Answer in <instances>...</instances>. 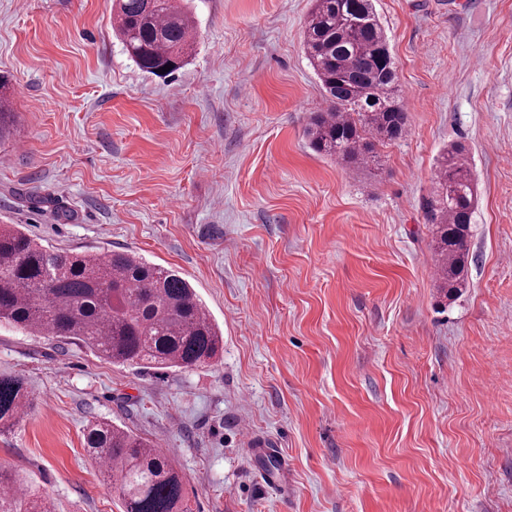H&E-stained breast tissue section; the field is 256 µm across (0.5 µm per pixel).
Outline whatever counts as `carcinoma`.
I'll return each mask as SVG.
<instances>
[{
    "label": "carcinoma",
    "instance_id": "cac0c4a2",
    "mask_svg": "<svg viewBox=\"0 0 512 512\" xmlns=\"http://www.w3.org/2000/svg\"><path fill=\"white\" fill-rule=\"evenodd\" d=\"M112 20L146 73L181 68L194 43L192 17L176 0H117ZM302 46L329 102L307 128L316 152L362 167L375 143L404 135L407 116L373 0H313ZM477 206L466 148L450 143L420 207L431 226L436 280L452 295L468 285ZM0 322L82 342L120 365L197 367L224 346L223 333L177 272L130 251L49 250L15 224L0 225ZM28 405L21 383L0 377V430ZM85 445L124 512H191L181 474L139 436L102 420L87 429ZM0 512L51 506L31 482L0 469Z\"/></svg>",
    "mask_w": 512,
    "mask_h": 512
}]
</instances>
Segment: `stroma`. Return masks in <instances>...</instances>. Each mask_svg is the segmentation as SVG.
I'll use <instances>...</instances> for the list:
<instances>
[{
  "label": "stroma",
  "mask_w": 512,
  "mask_h": 512,
  "mask_svg": "<svg viewBox=\"0 0 512 512\" xmlns=\"http://www.w3.org/2000/svg\"><path fill=\"white\" fill-rule=\"evenodd\" d=\"M181 2L194 48L156 76L112 0H0V224L138 252L224 331L213 362L149 369L1 323L0 377L31 405L0 469L54 512H122L85 449L105 419L175 462L192 512H512V0H376L407 132L360 169L305 136L328 107L301 44L311 0ZM451 142L479 207L448 298L419 201Z\"/></svg>",
  "instance_id": "obj_1"
}]
</instances>
